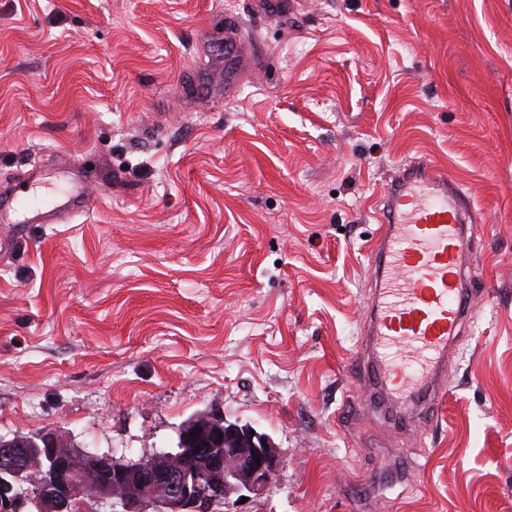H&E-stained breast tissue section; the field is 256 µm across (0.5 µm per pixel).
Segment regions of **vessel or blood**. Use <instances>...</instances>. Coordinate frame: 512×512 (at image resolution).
<instances>
[{"label": "vessel or blood", "instance_id": "1", "mask_svg": "<svg viewBox=\"0 0 512 512\" xmlns=\"http://www.w3.org/2000/svg\"><path fill=\"white\" fill-rule=\"evenodd\" d=\"M382 203L367 348L390 393L423 392L418 416L427 422L445 389L451 341L475 312L466 279L472 205L446 172L420 162L391 176Z\"/></svg>", "mask_w": 512, "mask_h": 512}]
</instances>
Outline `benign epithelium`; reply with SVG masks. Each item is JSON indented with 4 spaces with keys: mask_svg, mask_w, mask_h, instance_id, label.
I'll list each match as a JSON object with an SVG mask.
<instances>
[{
    "mask_svg": "<svg viewBox=\"0 0 512 512\" xmlns=\"http://www.w3.org/2000/svg\"><path fill=\"white\" fill-rule=\"evenodd\" d=\"M277 467L269 436L228 422L218 407L187 421L175 450L134 462L78 452L50 431L23 441L0 437V512H21L20 488L31 482L38 512H72L87 496L120 512H202L233 492L263 494Z\"/></svg>",
    "mask_w": 512,
    "mask_h": 512,
    "instance_id": "obj_1",
    "label": "benign epithelium"
}]
</instances>
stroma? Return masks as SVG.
I'll use <instances>...</instances> for the list:
<instances>
[{
    "label": "stroma",
    "mask_w": 512,
    "mask_h": 512,
    "mask_svg": "<svg viewBox=\"0 0 512 512\" xmlns=\"http://www.w3.org/2000/svg\"><path fill=\"white\" fill-rule=\"evenodd\" d=\"M419 159L471 199L479 297L403 423L364 343ZM85 169L84 211L0 223V436L136 461L216 406L278 468L209 512H512V0H0V187L47 211Z\"/></svg>",
    "instance_id": "1"
}]
</instances>
